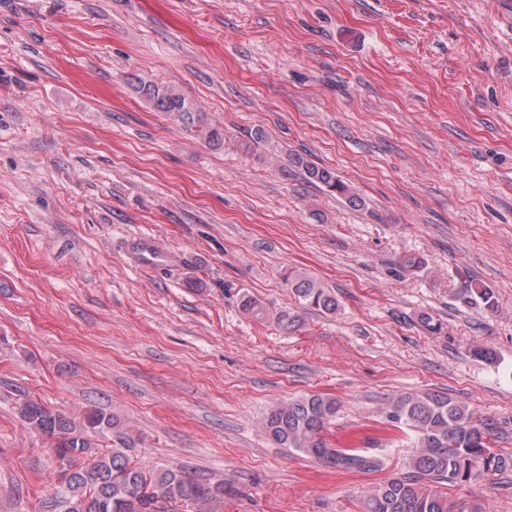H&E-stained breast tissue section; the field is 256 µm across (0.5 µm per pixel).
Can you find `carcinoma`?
<instances>
[{
	"label": "carcinoma",
	"instance_id": "1",
	"mask_svg": "<svg viewBox=\"0 0 512 512\" xmlns=\"http://www.w3.org/2000/svg\"><path fill=\"white\" fill-rule=\"evenodd\" d=\"M132 90L155 112L177 118L196 135L214 146L224 144V131L208 122L176 86L131 79ZM246 148L260 150L258 158L287 178L298 175L343 198L354 210L366 208L364 197L344 182L332 168L300 153L282 156L264 128L251 130ZM292 294L306 307L336 313V296L300 268L283 275ZM463 301L486 311L496 307L491 288L470 280L461 288ZM241 309L252 318L288 332L296 317L272 311L256 298L243 294ZM339 410L335 398L311 394L277 404L262 420L265 431L283 448H294L325 466L349 473H374L384 466L375 454L354 448H333L323 431ZM17 415L27 429L46 438L44 451L55 464L56 493L51 512H220L224 506V482H203L185 471L146 466L133 460L127 436L117 431L110 448H97L91 437L117 426L112 415L91 408L75 420L34 399L18 403ZM391 428L412 429L417 444L408 471L373 487L363 497L361 512H466L435 490L437 483L467 482L484 473L512 472V453L489 448L490 424L474 419L468 406L434 391L406 392L393 397L385 409Z\"/></svg>",
	"mask_w": 512,
	"mask_h": 512
}]
</instances>
